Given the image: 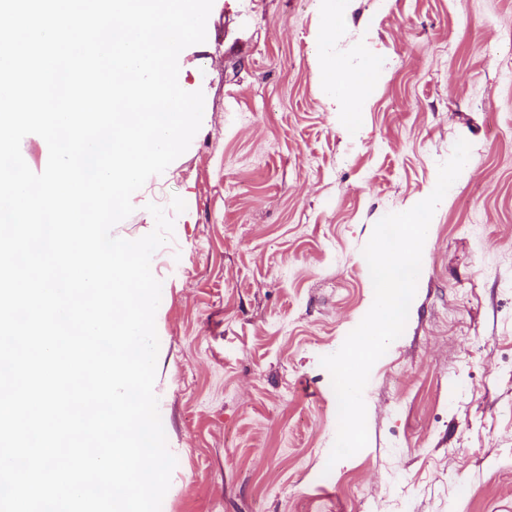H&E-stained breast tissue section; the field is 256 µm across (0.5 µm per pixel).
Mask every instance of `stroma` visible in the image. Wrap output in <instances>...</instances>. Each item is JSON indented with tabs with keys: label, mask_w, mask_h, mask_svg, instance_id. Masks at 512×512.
Instances as JSON below:
<instances>
[{
	"label": "stroma",
	"mask_w": 512,
	"mask_h": 512,
	"mask_svg": "<svg viewBox=\"0 0 512 512\" xmlns=\"http://www.w3.org/2000/svg\"><path fill=\"white\" fill-rule=\"evenodd\" d=\"M321 25L315 0H213L182 63L202 125L113 229L150 233L151 203L174 222L152 256L161 512H512V0H348L334 58L385 63L358 112L322 103ZM461 138L368 444L329 464L320 359L371 307L362 250Z\"/></svg>",
	"instance_id": "35a3bbf8"
}]
</instances>
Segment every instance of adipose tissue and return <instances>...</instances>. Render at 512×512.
<instances>
[{
  "mask_svg": "<svg viewBox=\"0 0 512 512\" xmlns=\"http://www.w3.org/2000/svg\"><path fill=\"white\" fill-rule=\"evenodd\" d=\"M323 18L316 40V53L328 66L325 70L323 102L332 112H358L367 99L372 81L380 68L377 57L363 51L355 67L345 69L330 60L345 13V0H318Z\"/></svg>",
  "mask_w": 512,
  "mask_h": 512,
  "instance_id": "1",
  "label": "adipose tissue"
}]
</instances>
